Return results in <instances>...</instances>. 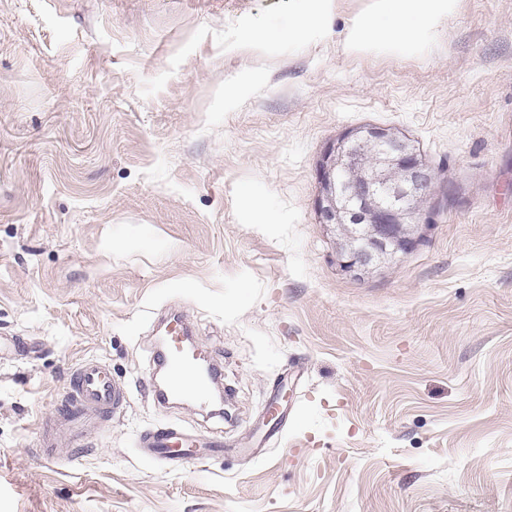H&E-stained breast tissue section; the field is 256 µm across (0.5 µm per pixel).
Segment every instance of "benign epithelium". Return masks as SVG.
<instances>
[{
	"mask_svg": "<svg viewBox=\"0 0 512 512\" xmlns=\"http://www.w3.org/2000/svg\"><path fill=\"white\" fill-rule=\"evenodd\" d=\"M318 223L331 235L339 271L361 280L398 262L429 227L437 179L417 145L392 129H348L316 165Z\"/></svg>",
	"mask_w": 512,
	"mask_h": 512,
	"instance_id": "7a95c632",
	"label": "benign epithelium"
}]
</instances>
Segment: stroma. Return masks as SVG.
<instances>
[{
    "label": "stroma",
    "mask_w": 512,
    "mask_h": 512,
    "mask_svg": "<svg viewBox=\"0 0 512 512\" xmlns=\"http://www.w3.org/2000/svg\"><path fill=\"white\" fill-rule=\"evenodd\" d=\"M368 4L292 46V0H0V336L39 346L0 358V512H512V0L348 56ZM363 126L438 179L419 245L358 281L314 200ZM171 312L223 413L155 400ZM89 359L127 402L43 451ZM173 424L223 453L142 457Z\"/></svg>",
    "instance_id": "obj_1"
}]
</instances>
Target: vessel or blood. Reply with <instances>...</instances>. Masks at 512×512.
Returning <instances> with one entry per match:
<instances>
[{"label": "vessel or blood", "instance_id": "obj_1", "mask_svg": "<svg viewBox=\"0 0 512 512\" xmlns=\"http://www.w3.org/2000/svg\"><path fill=\"white\" fill-rule=\"evenodd\" d=\"M188 330L180 318L167 325V335L159 351L167 371L170 396L189 394L197 402L209 396L214 375L207 363L208 352L188 342ZM125 388L107 368L95 360L83 361L74 371L70 385L61 401L60 426H73L76 421H90L102 414L118 410L126 401ZM145 455L169 462L190 461L198 450L189 445L182 432L166 427L151 433L142 441Z\"/></svg>", "mask_w": 512, "mask_h": 512}]
</instances>
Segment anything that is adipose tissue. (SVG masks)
<instances>
[{"label":"adipose tissue","instance_id":"1","mask_svg":"<svg viewBox=\"0 0 512 512\" xmlns=\"http://www.w3.org/2000/svg\"><path fill=\"white\" fill-rule=\"evenodd\" d=\"M460 5L461 0H371L367 11L352 18L343 50L355 57L425 53ZM338 7L339 0H295L288 21L289 43L315 33L328 36Z\"/></svg>","mask_w":512,"mask_h":512}]
</instances>
